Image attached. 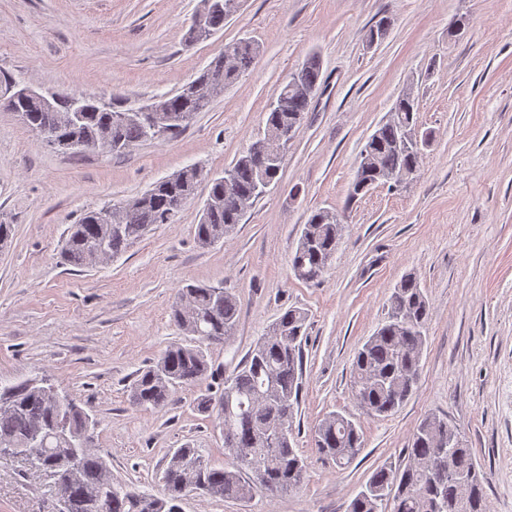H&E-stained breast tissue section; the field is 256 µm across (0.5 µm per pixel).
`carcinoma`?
I'll list each match as a JSON object with an SVG mask.
<instances>
[{"label":"carcinoma","instance_id":"1","mask_svg":"<svg viewBox=\"0 0 512 512\" xmlns=\"http://www.w3.org/2000/svg\"><path fill=\"white\" fill-rule=\"evenodd\" d=\"M231 0H212L200 15L201 29L191 26L190 41H204L224 28L236 12ZM260 46L243 39L224 49L192 80L195 90L185 95H163L140 106L154 108L158 119L122 120L128 109L115 103L87 99L88 111L73 124L67 106L52 109L33 100L0 102L10 111L24 109L22 120L45 145L72 135L85 142L112 139L107 152L124 154L141 142L166 140L184 130L194 115L205 111L217 91L238 78L257 60ZM322 71L320 56L310 54L291 81L281 85L267 111L266 134L254 141L227 168L232 186L210 179L209 195L195 238L202 247L231 235L247 209L259 198L258 185L273 183L283 158L273 163L260 160V150L286 147V134L305 119L318 89ZM392 111L403 122L382 123L363 147L364 161L358 166L349 199L383 185L398 190L413 179L421 149L402 145L404 127L416 128L415 98L403 92ZM205 179L202 170L186 168L174 176L166 189L153 187L124 206L110 205L90 212L68 231L60 253L71 267L108 263L125 252L157 224L170 223L195 194ZM345 212L319 208L303 225L291 258L294 276L304 282L319 279L327 270L339 237ZM186 300L189 313L178 304L171 308L173 324L190 337V343L175 342L148 368L140 371L130 387V401L141 408L165 404L180 388L217 378L208 361V346L232 335L238 322L237 298L219 286L188 284L178 300ZM430 306L415 277L408 275L394 288L384 324L358 349L352 364V392L358 406L368 415L395 412L411 395L418 382L423 349L427 340ZM306 312L288 308L269 326L217 392L207 391L196 399L197 411L219 413L224 424V448L236 464L215 468L206 463L198 449L186 445L171 455L162 478L163 493L153 499L131 494L127 486L112 480V471L95 447L98 421L75 398L61 404L50 387L26 380L0 389V448L26 446L39 430L55 429L65 438L47 444L45 453L27 463L54 483L68 486V498L60 512H181L180 503L191 491L183 469L199 463L198 481L211 498L246 500L258 490L276 494L296 488L304 479V459L295 449L292 419L303 371L306 341ZM320 454L338 467L350 464L363 448L360 424L338 412L325 415L314 432ZM406 461L395 467L377 468L349 506V512H379L385 501L392 512H486L484 474L469 448L463 447L456 429L436 415L425 417L413 435Z\"/></svg>","mask_w":512,"mask_h":512}]
</instances>
